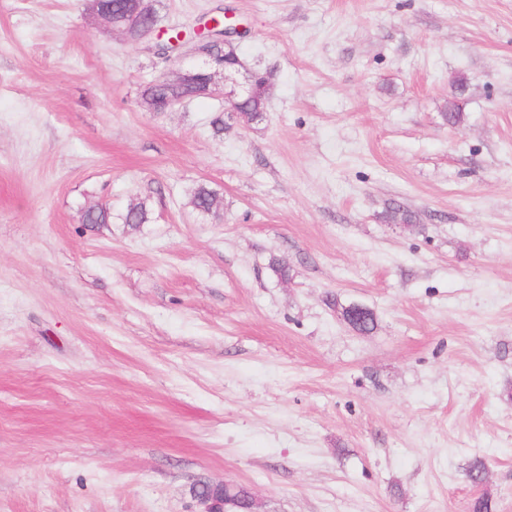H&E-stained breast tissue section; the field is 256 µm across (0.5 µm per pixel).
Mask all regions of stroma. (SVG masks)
Wrapping results in <instances>:
<instances>
[{"label": "stroma", "mask_w": 512, "mask_h": 512, "mask_svg": "<svg viewBox=\"0 0 512 512\" xmlns=\"http://www.w3.org/2000/svg\"><path fill=\"white\" fill-rule=\"evenodd\" d=\"M220 11L273 93L217 137L140 105L193 59L0 0V512H512V0L160 2ZM233 487V484L225 483L212 486L211 490L199 494L200 500L205 505L203 512H232L230 508H235L236 504L231 499L230 494L224 497V488L230 491Z\"/></svg>", "instance_id": "35a3bbf8"}]
</instances>
